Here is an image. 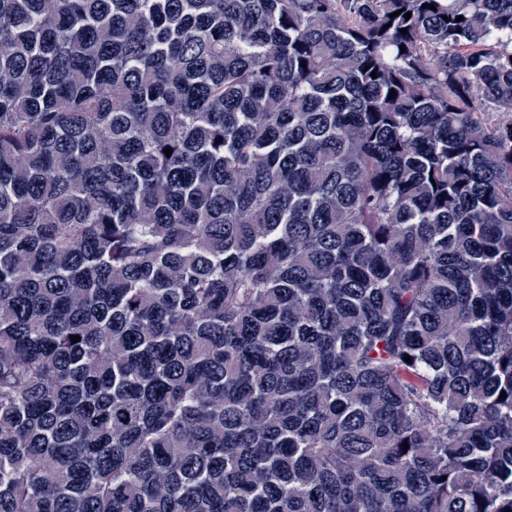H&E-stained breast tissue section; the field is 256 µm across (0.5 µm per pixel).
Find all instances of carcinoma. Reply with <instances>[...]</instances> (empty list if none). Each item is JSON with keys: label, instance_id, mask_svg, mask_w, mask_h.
Masks as SVG:
<instances>
[{"label": "carcinoma", "instance_id": "carcinoma-1", "mask_svg": "<svg viewBox=\"0 0 512 512\" xmlns=\"http://www.w3.org/2000/svg\"><path fill=\"white\" fill-rule=\"evenodd\" d=\"M0 512H512V0H0Z\"/></svg>", "mask_w": 512, "mask_h": 512}]
</instances>
